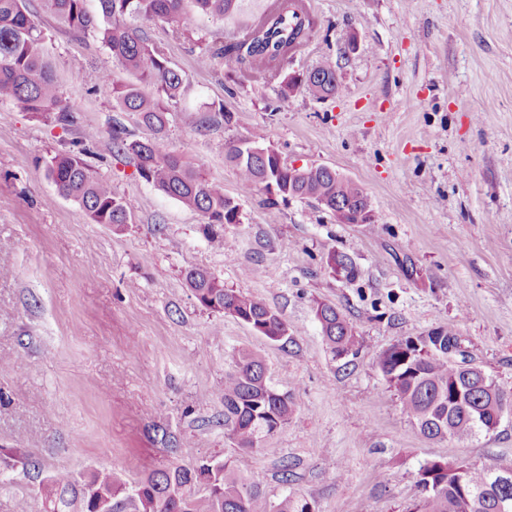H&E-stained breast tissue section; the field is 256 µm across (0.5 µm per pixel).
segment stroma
I'll return each instance as SVG.
<instances>
[{
	"label": "stroma",
	"mask_w": 512,
	"mask_h": 512,
	"mask_svg": "<svg viewBox=\"0 0 512 512\" xmlns=\"http://www.w3.org/2000/svg\"><path fill=\"white\" fill-rule=\"evenodd\" d=\"M305 3L318 26L283 71L337 64L341 91L324 100L220 59L200 66L233 25L202 17L190 38L166 20L145 29L186 77L166 143L239 204L216 249L200 212L112 150L113 127L132 139L148 132L99 76L133 74L92 36L58 25L43 0H27L74 121L39 122L0 101V512L25 498L41 508L19 451L46 473L111 470L128 481L229 457L271 500L295 493L313 512H412L425 463L512 457V414L469 442L426 439L375 363L401 340L454 325L468 359L512 393V0ZM350 33L358 46L347 55ZM221 111L226 121L214 122ZM88 128L96 140H85ZM257 129L289 164L357 182L374 227L339 223L312 199L271 207L263 190L241 193L225 150ZM79 150L125 201L123 230L89 223L47 180L50 157ZM333 250L353 259V278L330 269ZM192 267L262 299L289 343L203 308L185 281ZM317 299L352 323L356 354L328 352ZM243 347L295 407L253 451L225 435L219 398Z\"/></svg>",
	"instance_id": "obj_1"
}]
</instances>
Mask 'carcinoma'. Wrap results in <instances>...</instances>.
<instances>
[{
    "mask_svg": "<svg viewBox=\"0 0 512 512\" xmlns=\"http://www.w3.org/2000/svg\"><path fill=\"white\" fill-rule=\"evenodd\" d=\"M94 15L86 0H44L46 11L62 26L95 37L124 69L140 82L156 87L145 95L136 84L111 82L112 97L124 112L153 133L130 140L112 128V149L135 161L139 176L155 190L170 196L207 219L206 234L216 248L224 247V225L239 223V205L224 193V184L172 151L163 138L172 107L178 103L186 77L172 68L144 35L158 20L178 24L182 34L195 32L198 17L226 23L251 20L243 35L217 50L229 68L243 65L254 73H276L311 37L318 20L303 0H98ZM45 34L31 18L26 0H0V100H12L38 120L68 125L73 116L63 105L56 75L49 63ZM304 87L315 97L339 92L336 66L318 63L303 72ZM265 135L253 131L240 146L227 148L226 159L236 169L245 191L261 188L275 199L303 200L315 195L358 212L365 194L353 180L322 165H306L299 174L277 159L263 156ZM46 176L57 194L77 203L89 222L121 228L130 221L125 202L112 184L96 176L81 152L52 156ZM333 269L354 274L351 258L328 253ZM185 280L195 299L208 310L233 317L274 343L288 342V327L263 301L224 287V280L204 268H191ZM327 348L335 358L353 355L359 344L354 327L332 305L313 307ZM459 333L440 327L424 336L409 337L382 351L377 366L386 389L398 400L402 413L430 440L469 441L494 431L502 409L512 407L495 380L480 367L466 369L448 358V341ZM234 369L224 377V431L238 448L257 450L285 425L294 412L288 395L272 383L259 353L242 348L233 355ZM512 480V458L489 464L453 465L442 460L419 469L418 485L425 497L419 512H498L503 487L496 477ZM133 486L114 472L88 476L58 470L42 478L35 495L43 512H312L303 497L287 494L271 502L261 484L241 473L229 459L212 457L196 464H172Z\"/></svg>",
    "mask_w": 512,
    "mask_h": 512,
    "instance_id": "cac0c4a2",
    "label": "carcinoma"
}]
</instances>
